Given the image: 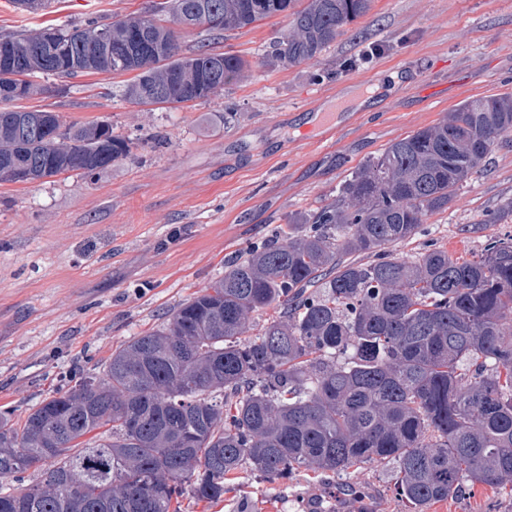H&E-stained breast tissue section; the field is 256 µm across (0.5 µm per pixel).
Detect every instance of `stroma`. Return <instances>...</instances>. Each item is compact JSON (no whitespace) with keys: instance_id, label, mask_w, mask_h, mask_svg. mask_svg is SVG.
<instances>
[{"instance_id":"obj_1","label":"stroma","mask_w":512,"mask_h":512,"mask_svg":"<svg viewBox=\"0 0 512 512\" xmlns=\"http://www.w3.org/2000/svg\"><path fill=\"white\" fill-rule=\"evenodd\" d=\"M154 0H52L31 14L0 0V36L49 23L111 21ZM288 27L276 16L228 36L182 38L246 58L244 80L192 106H142L128 75L86 74L26 109L68 122L102 121L130 156L93 179L59 175L0 184V412L24 418L53 392L98 375L112 350L159 326L177 305L221 278L225 259L264 244L289 214L333 200L350 174L395 139L432 125L459 103L512 92V0H374L317 60L272 61ZM372 82L369 107L345 112L339 133L308 132L309 112L331 108L353 81ZM512 133L430 215L409 257L437 243L468 260L512 236ZM181 238L169 242L173 227ZM406 512L391 467L335 475L300 472L270 482L241 470L223 501L183 497L182 512ZM428 512H512V497L477 485Z\"/></svg>"}]
</instances>
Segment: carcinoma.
Returning <instances> with one entry per match:
<instances>
[{
  "label": "carcinoma",
  "instance_id": "carcinoma-1",
  "mask_svg": "<svg viewBox=\"0 0 512 512\" xmlns=\"http://www.w3.org/2000/svg\"><path fill=\"white\" fill-rule=\"evenodd\" d=\"M374 0H162L104 23L0 38V103L40 94L39 78L135 73L127 99L167 91L185 104L237 81L247 63L177 30L246 28L283 15L270 57L316 60ZM105 29L111 40L102 43ZM53 38L60 49L47 53ZM512 131V93L470 99L358 166L340 196L288 217L262 246L165 323L112 351L103 374L57 391L15 420L0 413V512H181L188 492L218 502L248 468L301 471L392 464L411 512L470 485L512 487V238L462 262L431 244L385 251L444 211ZM130 155L99 122L0 110V183L92 176ZM280 308L251 336L252 314Z\"/></svg>",
  "mask_w": 512,
  "mask_h": 512
}]
</instances>
